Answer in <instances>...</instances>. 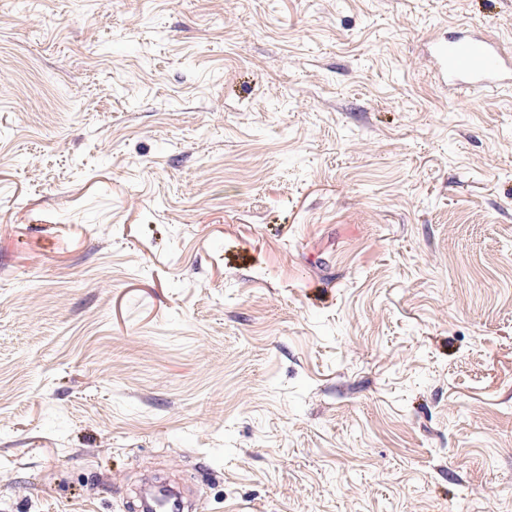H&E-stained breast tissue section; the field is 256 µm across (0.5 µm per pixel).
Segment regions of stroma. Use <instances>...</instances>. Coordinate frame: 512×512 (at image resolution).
<instances>
[{
    "label": "stroma",
    "instance_id": "stroma-1",
    "mask_svg": "<svg viewBox=\"0 0 512 512\" xmlns=\"http://www.w3.org/2000/svg\"><path fill=\"white\" fill-rule=\"evenodd\" d=\"M512 0H0V512H512ZM448 37H431L427 58L448 91L512 89V52L498 39L457 24Z\"/></svg>",
    "mask_w": 512,
    "mask_h": 512
}]
</instances>
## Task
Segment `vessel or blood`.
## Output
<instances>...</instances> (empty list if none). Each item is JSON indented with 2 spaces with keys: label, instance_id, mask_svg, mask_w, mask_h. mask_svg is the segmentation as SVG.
I'll return each mask as SVG.
<instances>
[{
  "label": "vessel or blood",
  "instance_id": "b4317fda",
  "mask_svg": "<svg viewBox=\"0 0 512 512\" xmlns=\"http://www.w3.org/2000/svg\"><path fill=\"white\" fill-rule=\"evenodd\" d=\"M427 58L450 92L512 89V52L499 40L456 25L447 37L427 42Z\"/></svg>",
  "mask_w": 512,
  "mask_h": 512
}]
</instances>
